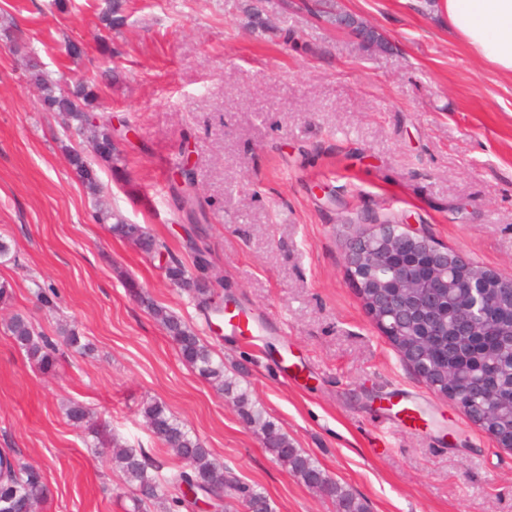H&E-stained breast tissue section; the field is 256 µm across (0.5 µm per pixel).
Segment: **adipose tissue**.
<instances>
[{
	"mask_svg": "<svg viewBox=\"0 0 512 512\" xmlns=\"http://www.w3.org/2000/svg\"><path fill=\"white\" fill-rule=\"evenodd\" d=\"M443 8L451 37L512 80V0H422Z\"/></svg>",
	"mask_w": 512,
	"mask_h": 512,
	"instance_id": "obj_1",
	"label": "adipose tissue"
}]
</instances>
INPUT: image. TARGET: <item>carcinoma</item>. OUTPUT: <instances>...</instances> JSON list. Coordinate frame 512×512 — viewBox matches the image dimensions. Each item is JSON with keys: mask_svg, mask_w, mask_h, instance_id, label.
Masks as SVG:
<instances>
[{"mask_svg": "<svg viewBox=\"0 0 512 512\" xmlns=\"http://www.w3.org/2000/svg\"><path fill=\"white\" fill-rule=\"evenodd\" d=\"M125 20L123 0H112V5L102 16L105 27H119ZM27 71L31 81L41 91V111L60 115L67 130L90 133L94 155L101 162L112 163L116 156V147L112 144V124L104 121L103 116L94 110V91L89 81L68 80L62 76L55 78L33 58L28 60ZM69 161L87 187L94 193L99 191L97 173L86 160L84 151L69 150ZM181 173L185 177L184 188L176 197V202L192 220L196 207L192 194L193 178L184 169ZM94 220L98 224L110 225L113 234L136 241L146 253L164 248V244L158 242L146 228L127 223L122 216L109 209L96 208ZM165 274L173 284L192 291L205 311L213 313L224 310L223 306L211 303V289L189 277L180 258L170 257ZM489 302L493 303L491 313L495 335L481 337V343L476 347L446 336L423 337L418 335L416 329L409 330L407 336H391L389 341L401 354L423 340L428 341L430 347L424 350L422 368L425 378L439 384L442 389L457 384L471 372H490L491 387L498 394L495 407H489L484 398L477 396L471 397L463 406L468 414L478 417L480 427L498 434L506 442L512 438V295L492 292L480 300L482 304ZM147 307L168 332L182 360L217 390L233 397L246 421L264 433L268 448L281 464L305 484L338 503L339 512H368L367 505L361 499L329 479L311 456L292 446L288 436L266 417L263 409L249 402L247 392L239 387L236 380L225 375L224 361L215 359L211 348L190 325L152 302ZM6 329L15 344L36 360L43 370L55 367L59 349L45 333L36 330L25 316L14 315ZM143 416L151 433L172 449L177 457V469L168 475L161 473V466L150 463L142 449L123 448L118 445L116 438L107 434V430L91 429L101 444L112 446V463L125 482L137 492L135 512H151V507L168 499V494L173 491L181 493L179 503L192 509L194 503L186 499L183 487L193 485L199 477L206 481L205 491L216 500L218 507L230 510L234 503L241 502L253 506L256 512H271L266 497L231 476L224 465L212 458L204 443L191 435L165 405L151 402L144 407ZM44 495L41 470L11 459L8 475L0 478V512H21L27 503H38Z\"/></svg>", "mask_w": 512, "mask_h": 512, "instance_id": "1", "label": "carcinoma"}]
</instances>
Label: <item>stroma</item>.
Masks as SVG:
<instances>
[{"mask_svg": "<svg viewBox=\"0 0 512 512\" xmlns=\"http://www.w3.org/2000/svg\"><path fill=\"white\" fill-rule=\"evenodd\" d=\"M0 0V449L40 468L37 512H133V493L86 429L87 406L125 445L174 456L146 428L165 403L272 512H338L268 451L231 398L181 360L148 309L195 329L253 404L370 512H512V450L434 393L369 318L348 241L406 224L481 266L512 272V82L448 37L419 0ZM345 12L386 48L331 22ZM79 42L81 56L66 52ZM53 75L93 77L101 113L130 133L91 194L24 53ZM190 155L214 301L262 327L247 341L208 326L158 259L94 223L95 204L142 225L179 258L191 224L171 187ZM52 288V306L37 297ZM22 314L55 340L46 373L4 325ZM296 363L283 377L281 357Z\"/></svg>", "mask_w": 512, "mask_h": 512, "instance_id": "obj_1", "label": "stroma"}]
</instances>
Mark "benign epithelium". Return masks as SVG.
Here are the masks:
<instances>
[{
    "label": "benign epithelium",
    "mask_w": 512,
    "mask_h": 512,
    "mask_svg": "<svg viewBox=\"0 0 512 512\" xmlns=\"http://www.w3.org/2000/svg\"><path fill=\"white\" fill-rule=\"evenodd\" d=\"M346 263L365 311L387 336L392 329L385 320L406 312L441 330L438 308L452 288L477 300L487 288L512 291L511 272L484 269L458 249L390 224L375 225L352 239Z\"/></svg>",
    "instance_id": "1"
}]
</instances>
